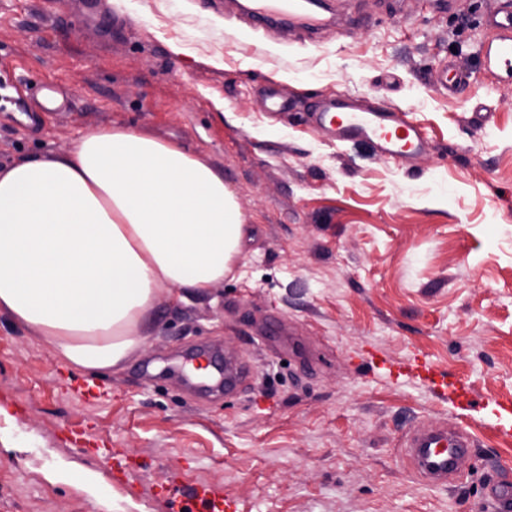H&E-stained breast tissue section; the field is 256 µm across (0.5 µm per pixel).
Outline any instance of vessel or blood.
Listing matches in <instances>:
<instances>
[{
  "mask_svg": "<svg viewBox=\"0 0 512 512\" xmlns=\"http://www.w3.org/2000/svg\"><path fill=\"white\" fill-rule=\"evenodd\" d=\"M249 11L260 21L315 33L327 20L309 0H250ZM485 56L493 66L512 73V0H497L485 19ZM316 125L339 140H367L380 153L398 160L418 158L426 143L422 128L397 111L362 110L347 98L325 99L314 114ZM418 473L431 483H447L459 471L468 446L461 433L416 431L408 440ZM170 512H230L232 505L210 485L194 487L190 496L171 493Z\"/></svg>",
  "mask_w": 512,
  "mask_h": 512,
  "instance_id": "b4317fda",
  "label": "vessel or blood"
}]
</instances>
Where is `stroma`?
<instances>
[{
    "instance_id": "1",
    "label": "stroma",
    "mask_w": 512,
    "mask_h": 512,
    "mask_svg": "<svg viewBox=\"0 0 512 512\" xmlns=\"http://www.w3.org/2000/svg\"><path fill=\"white\" fill-rule=\"evenodd\" d=\"M487 3L347 0L311 39L228 0H0V86L30 88L0 100L1 164L134 127L220 169L250 228L223 282L159 293L121 370L88 379L0 320V512H169L172 478L237 512H494L488 482L512 485V80L486 64ZM448 65L470 74L452 93L433 81ZM280 83L289 104L267 112ZM44 85L71 110L44 108ZM334 97L406 113L425 153L331 138L311 114ZM202 350L237 357L243 384L189 385ZM422 423L472 437L460 481L407 462ZM108 448L136 469L113 475Z\"/></svg>"
}]
</instances>
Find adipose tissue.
Segmentation results:
<instances>
[{"mask_svg": "<svg viewBox=\"0 0 512 512\" xmlns=\"http://www.w3.org/2000/svg\"><path fill=\"white\" fill-rule=\"evenodd\" d=\"M248 226L207 158L99 128L63 155L0 167V319L90 374L147 342L161 289L223 281Z\"/></svg>", "mask_w": 512, "mask_h": 512, "instance_id": "obj_1", "label": "adipose tissue"}]
</instances>
